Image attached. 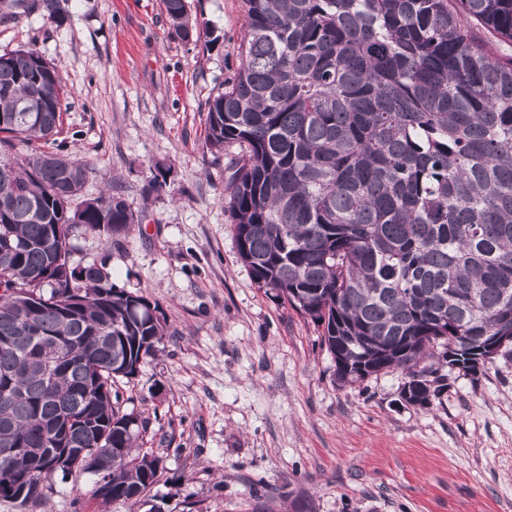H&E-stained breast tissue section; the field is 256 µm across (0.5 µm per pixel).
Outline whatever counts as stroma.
I'll use <instances>...</instances> for the list:
<instances>
[{
    "label": "stroma",
    "instance_id": "1",
    "mask_svg": "<svg viewBox=\"0 0 512 512\" xmlns=\"http://www.w3.org/2000/svg\"><path fill=\"white\" fill-rule=\"evenodd\" d=\"M212 45L187 43L165 0H62L64 25L33 12L0 23V55L37 49L67 92L63 134L140 223L112 249L116 284L157 298L171 328L122 384L150 420L164 470L148 506L100 510L92 484L56 482L26 512H512V361L448 375L426 409L400 400L401 371L338 383L316 326L257 288L224 211L238 149L204 150L208 102L238 65L243 0H187ZM171 186L146 188L155 164Z\"/></svg>",
    "mask_w": 512,
    "mask_h": 512
}]
</instances>
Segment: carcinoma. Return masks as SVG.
Listing matches in <instances>:
<instances>
[{"label": "carcinoma", "instance_id": "obj_1", "mask_svg": "<svg viewBox=\"0 0 512 512\" xmlns=\"http://www.w3.org/2000/svg\"><path fill=\"white\" fill-rule=\"evenodd\" d=\"M239 63L208 102L204 146L239 153L224 183L237 253L258 288L321 328L336 381L400 369L430 407L446 367L476 377L512 361V0H244ZM198 42L186 0H165ZM3 18L59 0H0ZM56 67L32 48L0 55V440L24 449L0 499L45 502L56 473L105 477L100 503L147 502L160 457L149 419L117 383L160 351L159 300L113 282L112 246L139 223L118 193L87 198L90 165L60 139ZM155 166L147 190L169 186ZM82 230L105 252L73 261ZM64 363L46 384L45 344ZM499 346L493 357L488 348ZM98 448L96 468L55 467Z\"/></svg>", "mask_w": 512, "mask_h": 512}]
</instances>
